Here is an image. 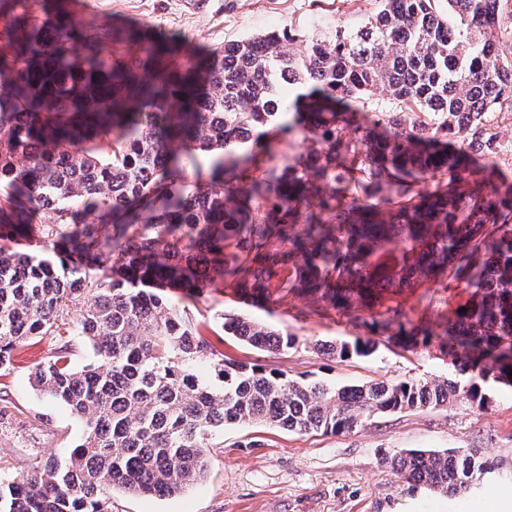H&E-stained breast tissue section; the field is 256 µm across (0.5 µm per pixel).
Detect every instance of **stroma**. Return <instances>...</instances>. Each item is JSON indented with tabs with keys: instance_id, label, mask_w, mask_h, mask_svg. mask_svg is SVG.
<instances>
[{
	"instance_id": "35a3bbf8",
	"label": "stroma",
	"mask_w": 512,
	"mask_h": 512,
	"mask_svg": "<svg viewBox=\"0 0 512 512\" xmlns=\"http://www.w3.org/2000/svg\"><path fill=\"white\" fill-rule=\"evenodd\" d=\"M74 15L112 27L150 23L211 48L267 32L297 39L356 25L374 11L373 0H208L193 11L185 0H71ZM463 279L421 283L392 295L383 306L400 315L386 329H371L372 316L359 308L346 317L336 310L316 313L301 292L271 301L240 302L233 289L204 293L190 302V314L217 327L220 314L247 315L294 336L295 345L265 352L225 337V358L293 379L343 386L402 379L455 377L437 345L403 348L400 323L422 324L444 335L457 309L472 299ZM373 339L368 356L330 357L318 344ZM50 338L35 337L18 348L13 367L0 372V391L16 405V417L0 424V474L26 469L49 454L65 455L84 432L83 422L62 404L39 395L30 384L34 364L46 357ZM485 406L465 402L372 417L350 433H294L265 425L230 424L215 435L203 479L180 494L145 497L113 490L112 512H512V387H485ZM484 449L497 464L468 495L450 496L415 486L383 465L381 456L404 449Z\"/></svg>"
}]
</instances>
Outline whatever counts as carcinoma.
I'll use <instances>...</instances> for the list:
<instances>
[{"label": "carcinoma", "instance_id": "obj_1", "mask_svg": "<svg viewBox=\"0 0 512 512\" xmlns=\"http://www.w3.org/2000/svg\"><path fill=\"white\" fill-rule=\"evenodd\" d=\"M0 15V241L59 259L0 248V369L51 337L32 387L84 422L66 455L0 479V512H112L115 489L179 494L226 424L345 433L379 413L481 408L482 385L512 387V182L476 164L497 152L487 114L512 119V0H378L299 52L276 32L191 51L151 24L80 20L70 0H0ZM119 43L139 52L108 51ZM268 126L302 128L310 152L260 167ZM197 151L216 155L205 183ZM312 197L320 211L305 214ZM449 272L476 296L439 337L465 383L293 379L224 359L185 306L226 284L268 296L276 278L347 316ZM220 319L255 349L294 344L248 316ZM399 333L432 344L421 325ZM81 341L94 361L75 369ZM382 462L447 495L493 469L480 448Z\"/></svg>", "mask_w": 512, "mask_h": 512}]
</instances>
